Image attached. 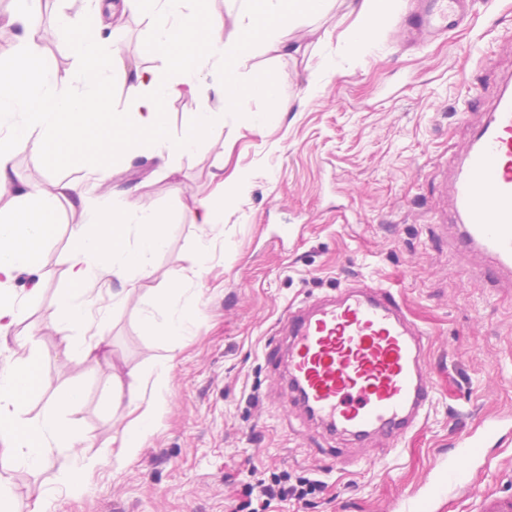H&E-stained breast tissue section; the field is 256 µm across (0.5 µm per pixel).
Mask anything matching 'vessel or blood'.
<instances>
[{"label":"vessel or blood","instance_id":"b4317fda","mask_svg":"<svg viewBox=\"0 0 512 512\" xmlns=\"http://www.w3.org/2000/svg\"><path fill=\"white\" fill-rule=\"evenodd\" d=\"M476 0H412L401 27L417 45L447 36L474 11ZM460 245L487 256L488 275H512V80L499 89L473 129L454 187ZM285 342L269 353L282 366L288 397L328 435L355 444L385 436L398 446L421 426L436 386L425 349L427 336L398 293L379 282L354 279L325 295L289 307ZM499 424L481 421L454 453L440 459L421 492H401L394 512H435L455 493H477L479 512H512V494L475 491L466 464L478 461Z\"/></svg>","mask_w":512,"mask_h":512}]
</instances>
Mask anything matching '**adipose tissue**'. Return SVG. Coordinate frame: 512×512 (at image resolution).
Instances as JSON below:
<instances>
[{"instance_id":"adipose-tissue-1","label":"adipose tissue","mask_w":512,"mask_h":512,"mask_svg":"<svg viewBox=\"0 0 512 512\" xmlns=\"http://www.w3.org/2000/svg\"><path fill=\"white\" fill-rule=\"evenodd\" d=\"M19 2L12 21L24 31L22 47L13 65L0 68V190L12 187L15 200L10 218L0 219V457L14 468L38 471L50 449L75 447L83 437L71 418L73 397L58 398L40 416L25 415L39 374L33 359L18 356L30 338L12 332L24 316L23 300L12 285L23 273L41 278L38 253L50 234L51 214L47 196L37 186L14 184L15 157L25 153L40 165L61 158L84 171L82 181L61 187L84 221L72 231L71 286L60 299L62 315L53 330L63 336L67 355L81 362L98 358L106 342L108 310L130 299L136 278L152 274L153 258L166 246V231L163 219L138 207L129 191L113 188L89 199V186L112 177L109 167L96 162V155L147 153L163 166L169 155L193 151L211 132L216 113H189L181 137L172 140L163 127L162 106L165 98L194 86L208 67L221 72L218 93L225 111L242 110L258 94L287 111V93L263 72L241 75L239 62L254 43L266 52L297 53L290 32L300 16L323 12L330 0H241L239 10L223 16L207 13L205 0H194V8L186 13L179 9L180 0H122L123 12L155 18L154 44L165 66L161 74L133 70L137 93L122 111L108 110L106 104V89L124 63L117 50L106 49L105 25L81 29L60 43L62 54L79 60L74 82L60 87L49 70L28 68L40 32L30 21L28 0ZM402 4L403 0H349L357 18L339 36L337 56L370 53L380 26L399 14ZM100 124L109 126V137L87 135V128ZM91 224L97 233L88 232ZM94 282H115L120 289L94 293ZM182 289V284H173L159 301L163 331L174 338L189 336L193 324L190 311L179 303ZM170 370L169 363L161 361L150 375L132 376L117 450L102 458L75 456L65 475L69 489L81 491L103 458L120 465L137 454L154 432L156 399Z\"/></svg>"}]
</instances>
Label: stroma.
<instances>
[{
    "label": "stroma",
    "mask_w": 512,
    "mask_h": 512,
    "mask_svg": "<svg viewBox=\"0 0 512 512\" xmlns=\"http://www.w3.org/2000/svg\"><path fill=\"white\" fill-rule=\"evenodd\" d=\"M354 20L336 0L292 31L298 54L276 58L256 48L247 55L243 71L267 73L287 92L289 111H274L257 95L245 110L224 112L216 78L205 74L199 89L165 101L166 132L179 135L191 112L220 111L224 122L194 152L173 157L174 175L144 156L114 157L113 185L164 217L168 245L154 257V275L111 310V358L88 367L66 355L50 329L70 286L71 230L83 220L64 197H52L42 290L17 326L33 331L41 374L29 416L74 396L73 418L91 439L85 453L98 455L121 431L109 402L117 383L161 360L171 371L155 430L135 459L95 470L75 495L61 484L70 455L52 449L42 470L8 471L15 512H28L40 490L46 512H241L257 469L325 483L305 510L275 501L267 512H391L401 491L431 479L440 454L471 424L512 415V279L486 278L484 258L459 248L452 206L471 133L461 114L464 80L481 89L480 113L512 76V0H482L466 26L420 49L404 48L400 20L392 18L371 53L322 75L320 62ZM32 21L55 32L38 46L42 67L69 84L77 63L60 53L59 42L69 25L96 23L93 7L79 12L72 0H47ZM152 30L141 15L125 16L114 30L126 70L159 67ZM317 79L321 89L307 94ZM256 112L265 116L258 129ZM219 187L231 196L224 233L211 244L200 287L180 298L194 313V336L183 342L162 335L158 299L189 276L204 236L191 198ZM351 277L398 290L428 336L437 399L425 423L390 454L379 442L358 448L325 437L289 400L282 370L264 359L266 345L284 341L277 322L288 307ZM510 458L512 432L490 446L477 487L512 493Z\"/></svg>",
    "instance_id": "stroma-1"
}]
</instances>
